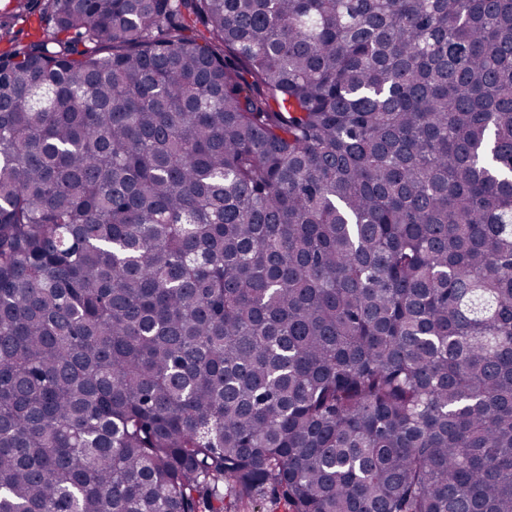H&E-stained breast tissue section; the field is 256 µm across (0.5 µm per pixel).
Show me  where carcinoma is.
Segmentation results:
<instances>
[{
	"label": "carcinoma",
	"mask_w": 512,
	"mask_h": 512,
	"mask_svg": "<svg viewBox=\"0 0 512 512\" xmlns=\"http://www.w3.org/2000/svg\"><path fill=\"white\" fill-rule=\"evenodd\" d=\"M43 6L0 512H512V0ZM227 512H284V506L269 493L260 495L247 504L226 502Z\"/></svg>",
	"instance_id": "obj_1"
}]
</instances>
